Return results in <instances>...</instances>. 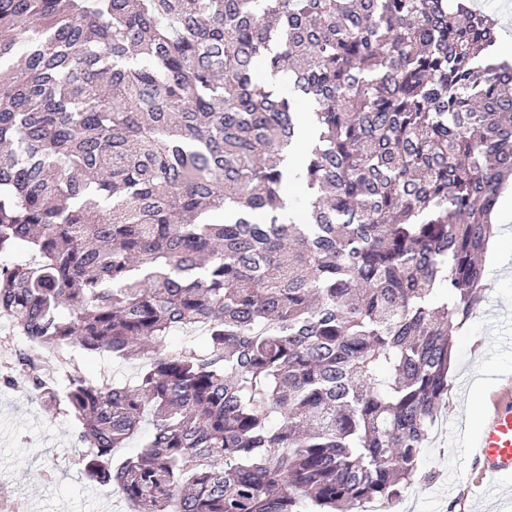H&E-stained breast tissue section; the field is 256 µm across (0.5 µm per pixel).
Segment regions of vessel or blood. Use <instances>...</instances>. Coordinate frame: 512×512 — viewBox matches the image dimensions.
Listing matches in <instances>:
<instances>
[{
    "instance_id": "b4317fda",
    "label": "vessel or blood",
    "mask_w": 512,
    "mask_h": 512,
    "mask_svg": "<svg viewBox=\"0 0 512 512\" xmlns=\"http://www.w3.org/2000/svg\"><path fill=\"white\" fill-rule=\"evenodd\" d=\"M506 398L494 402L487 414L471 453L478 473L486 480L512 475V381H506Z\"/></svg>"
}]
</instances>
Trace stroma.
I'll use <instances>...</instances> for the list:
<instances>
[{
    "label": "stroma",
    "mask_w": 512,
    "mask_h": 512,
    "mask_svg": "<svg viewBox=\"0 0 512 512\" xmlns=\"http://www.w3.org/2000/svg\"><path fill=\"white\" fill-rule=\"evenodd\" d=\"M484 300L452 336L448 396L436 439L425 448L404 512H512V480L478 492L473 460L464 446L481 421L471 413L470 389L512 373V263L485 255ZM71 421L40 406L24 389L0 385V501H21L26 512H113L106 489L79 472Z\"/></svg>",
    "instance_id": "obj_1"
}]
</instances>
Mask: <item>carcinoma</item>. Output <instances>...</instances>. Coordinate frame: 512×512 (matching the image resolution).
Here are the masks:
<instances>
[{"label": "carcinoma", "instance_id": "1", "mask_svg": "<svg viewBox=\"0 0 512 512\" xmlns=\"http://www.w3.org/2000/svg\"><path fill=\"white\" fill-rule=\"evenodd\" d=\"M496 41L466 0H0V319L89 482L127 512L402 496L512 177ZM312 139V132L306 122H302L297 129L296 145L291 158L292 175L303 168V159L306 155V148Z\"/></svg>", "mask_w": 512, "mask_h": 512}]
</instances>
